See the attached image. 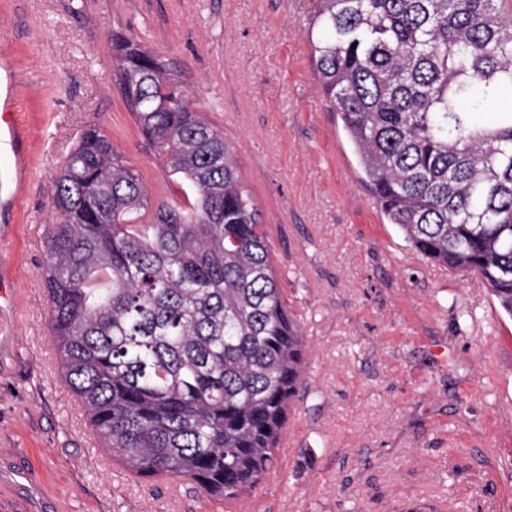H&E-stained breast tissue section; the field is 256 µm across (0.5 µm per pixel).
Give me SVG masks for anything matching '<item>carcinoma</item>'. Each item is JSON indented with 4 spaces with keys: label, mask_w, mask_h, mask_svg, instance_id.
Returning a JSON list of instances; mask_svg holds the SVG:
<instances>
[{
    "label": "carcinoma",
    "mask_w": 512,
    "mask_h": 512,
    "mask_svg": "<svg viewBox=\"0 0 512 512\" xmlns=\"http://www.w3.org/2000/svg\"><path fill=\"white\" fill-rule=\"evenodd\" d=\"M311 56L361 173L415 252L512 316V0H312ZM115 77L176 193L155 200L97 127L51 186L42 270L64 377L139 478L231 500L276 463L302 323L224 131L164 57L112 39Z\"/></svg>",
    "instance_id": "cac0c4a2"
}]
</instances>
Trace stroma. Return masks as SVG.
Returning <instances> with one entry per match:
<instances>
[{"label":"stroma","mask_w":512,"mask_h":512,"mask_svg":"<svg viewBox=\"0 0 512 512\" xmlns=\"http://www.w3.org/2000/svg\"><path fill=\"white\" fill-rule=\"evenodd\" d=\"M311 0H0L29 164L0 224V512H512V317L416 253L362 181L307 41ZM160 51L224 131L303 318L278 462L231 502L137 478L69 391L41 277L51 185L98 126L170 187L112 76V36Z\"/></svg>","instance_id":"obj_1"}]
</instances>
